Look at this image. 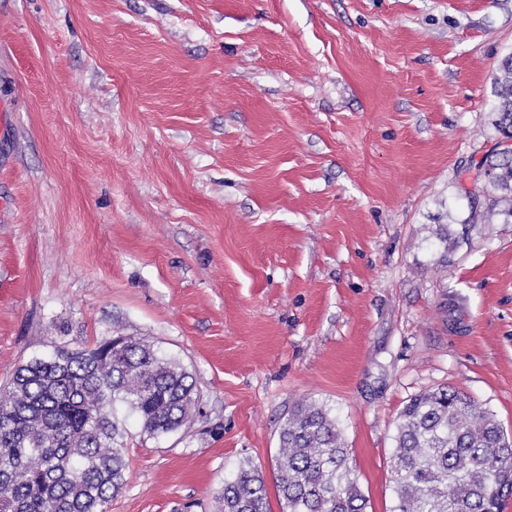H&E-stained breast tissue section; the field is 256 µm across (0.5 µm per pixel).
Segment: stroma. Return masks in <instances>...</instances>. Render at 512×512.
Wrapping results in <instances>:
<instances>
[{
    "instance_id": "1",
    "label": "stroma",
    "mask_w": 512,
    "mask_h": 512,
    "mask_svg": "<svg viewBox=\"0 0 512 512\" xmlns=\"http://www.w3.org/2000/svg\"><path fill=\"white\" fill-rule=\"evenodd\" d=\"M511 53L512 0H0V388L115 336L192 375L175 433L117 406L108 512H218L248 461L274 487L304 400L372 512L414 396L512 438V193L466 192Z\"/></svg>"
}]
</instances>
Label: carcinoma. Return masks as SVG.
I'll use <instances>...</instances> for the list:
<instances>
[{"label":"carcinoma","instance_id":"1","mask_svg":"<svg viewBox=\"0 0 512 512\" xmlns=\"http://www.w3.org/2000/svg\"><path fill=\"white\" fill-rule=\"evenodd\" d=\"M495 92L501 133H512V54ZM482 191H512V153L481 161ZM126 405L142 432L181 429L197 404L191 375L131 338L57 347L19 366L0 390V512H107L126 483ZM391 456L390 512H503L512 497V440L492 414L455 388L410 399ZM281 512H367L337 415L305 401L288 414L276 458ZM220 512H271L255 465L224 481Z\"/></svg>","mask_w":512,"mask_h":512}]
</instances>
